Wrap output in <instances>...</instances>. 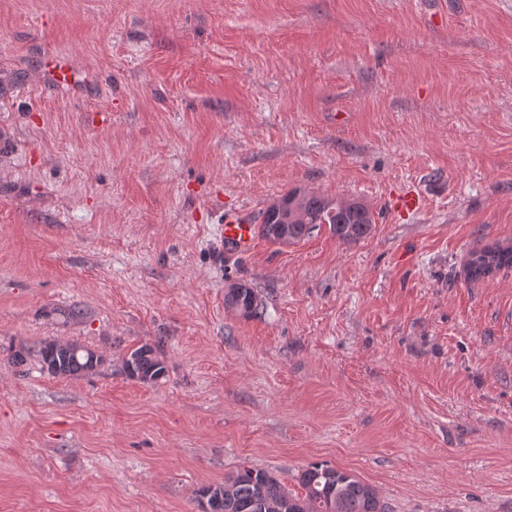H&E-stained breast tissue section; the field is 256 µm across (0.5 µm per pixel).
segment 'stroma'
Listing matches in <instances>:
<instances>
[{
    "label": "stroma",
    "instance_id": "1",
    "mask_svg": "<svg viewBox=\"0 0 512 512\" xmlns=\"http://www.w3.org/2000/svg\"><path fill=\"white\" fill-rule=\"evenodd\" d=\"M50 53L95 82L57 91ZM293 189L370 235L228 248ZM495 242L512 0H0V512H200L315 462L393 512H512V268L465 275ZM46 340L104 362L51 375ZM254 235L255 224H252L246 217L237 215L225 220L224 240L228 244L241 250H248L253 245ZM233 285H239L235 287ZM253 288L242 283L229 285L224 292V305L227 309L248 317L259 309L262 302L258 299ZM125 369L130 376L150 382L159 381L166 372V367L158 357L155 347L149 344L130 351L125 359Z\"/></svg>",
    "mask_w": 512,
    "mask_h": 512
}]
</instances>
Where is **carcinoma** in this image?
Masks as SVG:
<instances>
[{
    "label": "carcinoma",
    "mask_w": 512,
    "mask_h": 512,
    "mask_svg": "<svg viewBox=\"0 0 512 512\" xmlns=\"http://www.w3.org/2000/svg\"><path fill=\"white\" fill-rule=\"evenodd\" d=\"M288 225V238L279 226ZM375 219L372 210L355 199H338L293 190L267 207L259 225L262 238L275 244L297 243L323 225L337 240L355 243L367 237ZM512 266V245L494 243L473 250L467 260V275L476 281ZM227 309L248 317L262 302L245 284L228 286ZM44 368L53 375L72 376L96 369L102 357L78 344L48 341L40 348ZM125 369L132 377L157 382L166 372L155 347L144 344L130 351ZM301 491H290L279 478L255 467L242 466L226 475L224 482L200 490L205 512H392L372 485L347 471L328 464L309 465L298 476Z\"/></svg>",
    "instance_id": "carcinoma-1"
}]
</instances>
